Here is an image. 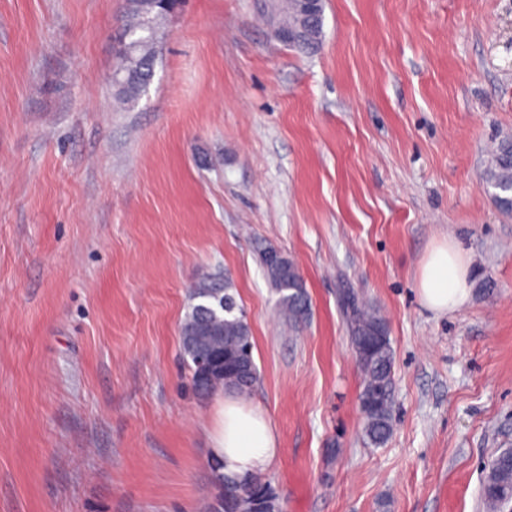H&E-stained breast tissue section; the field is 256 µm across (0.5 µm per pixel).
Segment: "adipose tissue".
<instances>
[{"instance_id":"adipose-tissue-1","label":"adipose tissue","mask_w":512,"mask_h":512,"mask_svg":"<svg viewBox=\"0 0 512 512\" xmlns=\"http://www.w3.org/2000/svg\"><path fill=\"white\" fill-rule=\"evenodd\" d=\"M470 263L454 240L434 245L418 276L421 303L447 313L469 299ZM210 455L222 464L224 476L245 480L265 473L279 455L278 437L270 418L234 393L217 400L209 430Z\"/></svg>"}]
</instances>
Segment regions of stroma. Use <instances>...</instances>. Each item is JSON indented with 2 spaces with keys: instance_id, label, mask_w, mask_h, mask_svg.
Instances as JSON below:
<instances>
[{
  "instance_id": "stroma-1",
  "label": "stroma",
  "mask_w": 512,
  "mask_h": 512,
  "mask_svg": "<svg viewBox=\"0 0 512 512\" xmlns=\"http://www.w3.org/2000/svg\"><path fill=\"white\" fill-rule=\"evenodd\" d=\"M125 0H0V512H205L215 399L180 351L189 291L229 277L281 452L282 512H486L512 448V0H325L312 54L270 0H183L153 78L112 81ZM454 239L468 302L416 277ZM299 267L277 314L259 251ZM387 320L394 430L371 446L340 300ZM485 186L496 190L495 200L499 207L512 211V139L502 140L495 151L494 163L484 174ZM470 263L457 243L448 238L434 245L424 258L417 276L421 303L436 313H448L469 299ZM273 249L275 248L264 247L260 250H264L263 253L267 252L265 258L271 264L277 263L281 259L280 252H268ZM265 269L269 281L281 295L280 315L288 321L297 322L308 310V298L298 268L290 258L283 255L279 264L268 266ZM482 496L491 512H503L512 502V448L503 449L488 464Z\"/></svg>"
}]
</instances>
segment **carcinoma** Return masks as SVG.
Masks as SVG:
<instances>
[{"label":"carcinoma","mask_w":512,"mask_h":512,"mask_svg":"<svg viewBox=\"0 0 512 512\" xmlns=\"http://www.w3.org/2000/svg\"><path fill=\"white\" fill-rule=\"evenodd\" d=\"M166 11L154 0H143L127 8L124 35L131 37L120 66L124 68L125 85L120 94L127 104L136 102L147 89L156 62L158 30ZM323 18L312 20L301 12L300 4L288 3L276 33L291 34L288 45L309 51L318 46ZM485 186L495 189L499 207L512 211V139L502 140L495 151L494 163L484 174ZM269 281L281 295L280 315L298 321L308 310L303 279L294 262L284 256L277 265L266 268ZM231 281L212 273L201 274L190 291L191 305L181 327V350L191 372L196 391L207 396L217 388L250 391L259 379L254 361L251 329L242 309L231 293ZM351 344L363 376L359 394L364 419V434L375 446L384 445L393 430L392 388L393 350L385 321L369 306L359 301L351 306L349 318ZM224 351V372L202 374L197 361L210 350ZM213 464L216 492L213 502L225 500L224 512H281L278 498L270 485L260 479L242 481L235 494L224 489L233 480L219 473ZM482 496L490 512H504L512 503V448L503 449L488 464L482 485Z\"/></svg>","instance_id":"obj_1"}]
</instances>
